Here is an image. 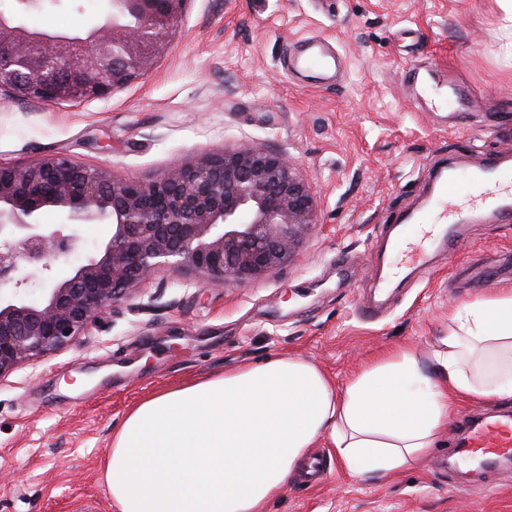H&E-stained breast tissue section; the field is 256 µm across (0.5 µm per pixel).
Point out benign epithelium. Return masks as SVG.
I'll list each match as a JSON object with an SVG mask.
<instances>
[{"mask_svg":"<svg viewBox=\"0 0 512 512\" xmlns=\"http://www.w3.org/2000/svg\"><path fill=\"white\" fill-rule=\"evenodd\" d=\"M185 0H108L103 20L51 33L0 12V93L53 104L103 98L146 75L178 26ZM57 209L63 223H40ZM310 186L261 145L178 164L149 182L117 177L64 155L0 164V379L68 347L163 269L202 282L245 283L287 264L314 223ZM109 221L112 237L78 265L77 226ZM49 273L39 301L32 278Z\"/></svg>","mask_w":512,"mask_h":512,"instance_id":"obj_1","label":"benign epithelium"}]
</instances>
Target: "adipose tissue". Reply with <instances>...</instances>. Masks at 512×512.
<instances>
[{
  "label": "adipose tissue",
  "instance_id": "obj_1",
  "mask_svg": "<svg viewBox=\"0 0 512 512\" xmlns=\"http://www.w3.org/2000/svg\"><path fill=\"white\" fill-rule=\"evenodd\" d=\"M426 374L408 349L335 388L313 362L272 355L133 407L105 464L119 512H261L329 440L352 474L388 475L433 448L448 397L512 398V290L458 309Z\"/></svg>",
  "mask_w": 512,
  "mask_h": 512
}]
</instances>
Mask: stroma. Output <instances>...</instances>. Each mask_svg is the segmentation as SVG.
<instances>
[{
    "label": "stroma",
    "instance_id": "obj_1",
    "mask_svg": "<svg viewBox=\"0 0 512 512\" xmlns=\"http://www.w3.org/2000/svg\"><path fill=\"white\" fill-rule=\"evenodd\" d=\"M106 0H44L0 11L50 32H79ZM316 37L342 61L335 85L289 72L283 58ZM421 66L475 91L414 102ZM262 144L309 182L316 222L293 260L242 285L194 284L164 271L135 287L67 348L0 379V512H118L104 481L112 436L161 389L281 354L315 362L335 387L403 346L423 365L451 315L512 289V223L470 225L450 255L402 265L386 226L427 207L431 166L469 174L512 157V23L501 0H186L148 75L102 99L45 105L0 99V163L59 153L148 182L204 154ZM383 305L374 318L365 309ZM512 415V398L456 399L436 448L383 479L351 475L328 442L311 451L316 484L294 476L264 512H512V462L461 471L448 461L461 415Z\"/></svg>",
    "mask_w": 512,
    "mask_h": 512
}]
</instances>
